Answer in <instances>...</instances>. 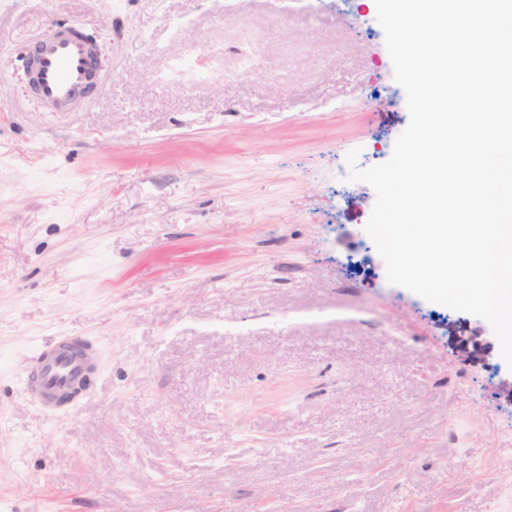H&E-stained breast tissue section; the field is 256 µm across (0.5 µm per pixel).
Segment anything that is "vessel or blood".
I'll return each instance as SVG.
<instances>
[{
    "instance_id": "vessel-or-blood-1",
    "label": "vessel or blood",
    "mask_w": 512,
    "mask_h": 512,
    "mask_svg": "<svg viewBox=\"0 0 512 512\" xmlns=\"http://www.w3.org/2000/svg\"><path fill=\"white\" fill-rule=\"evenodd\" d=\"M97 49L96 40L74 27L29 43L27 66L36 77L34 92L46 111H77L89 94L91 60ZM93 356L90 344L61 337L54 346L37 352L23 376L24 392L41 413L59 416L65 407L59 392L80 380Z\"/></svg>"
}]
</instances>
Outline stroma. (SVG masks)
I'll list each match as a JSON object with an SVG mask.
<instances>
[{"label":"stroma","instance_id":"1","mask_svg":"<svg viewBox=\"0 0 512 512\" xmlns=\"http://www.w3.org/2000/svg\"><path fill=\"white\" fill-rule=\"evenodd\" d=\"M75 21L104 84L47 112L21 58ZM408 123L373 8L0 0V512H512V367L388 282L348 178ZM61 336L95 371L52 418ZM93 357L94 350L88 342L61 336L54 346L37 352L23 376V390L41 413L60 417L67 401L58 399L57 394L80 380Z\"/></svg>","mask_w":512,"mask_h":512}]
</instances>
